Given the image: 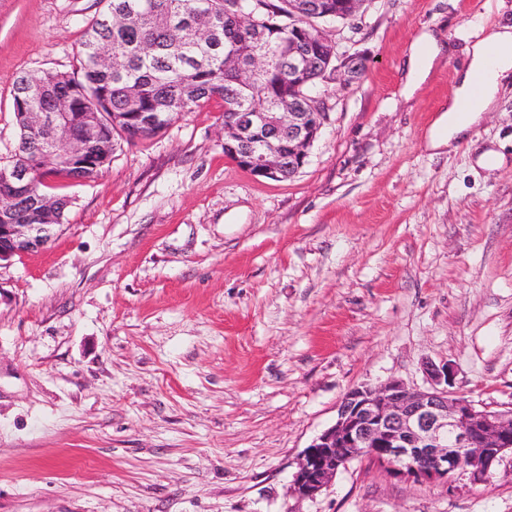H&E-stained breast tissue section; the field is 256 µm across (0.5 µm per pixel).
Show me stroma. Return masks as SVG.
I'll use <instances>...</instances> for the list:
<instances>
[{
	"mask_svg": "<svg viewBox=\"0 0 512 512\" xmlns=\"http://www.w3.org/2000/svg\"><path fill=\"white\" fill-rule=\"evenodd\" d=\"M104 0H0V165L13 81L72 70ZM512 0H363L318 21L337 61L300 172L224 155L214 98L118 141L43 249L0 262V512H512V456L454 490L367 461L312 498L300 453L351 388L423 389L451 366L475 404L512 406V84L455 149L426 136L482 30ZM450 52L406 93L413 39ZM502 159L480 165L485 151Z\"/></svg>",
	"mask_w": 512,
	"mask_h": 512,
	"instance_id": "stroma-1",
	"label": "stroma"
}]
</instances>
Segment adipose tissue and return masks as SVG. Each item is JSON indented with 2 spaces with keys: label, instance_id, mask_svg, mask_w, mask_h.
I'll return each instance as SVG.
<instances>
[{
  "label": "adipose tissue",
  "instance_id": "obj_1",
  "mask_svg": "<svg viewBox=\"0 0 512 512\" xmlns=\"http://www.w3.org/2000/svg\"><path fill=\"white\" fill-rule=\"evenodd\" d=\"M448 49V44L431 32L416 37L408 58L411 87H420L425 82ZM468 53V64L449 95L447 106L428 132L429 149H445L467 138L483 113L494 106L503 81L512 77V26L491 30L473 43Z\"/></svg>",
  "mask_w": 512,
  "mask_h": 512
}]
</instances>
